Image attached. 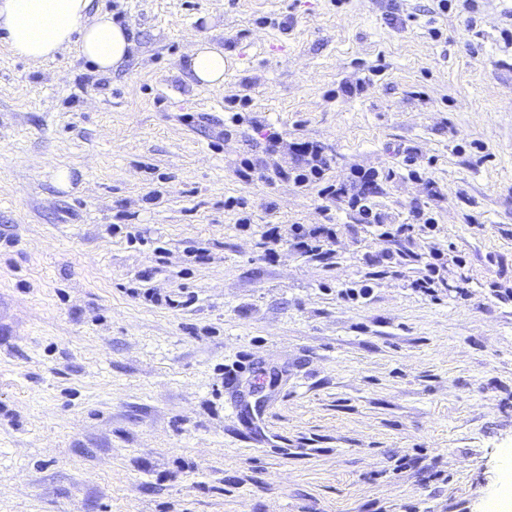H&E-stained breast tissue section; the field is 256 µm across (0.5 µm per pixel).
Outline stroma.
I'll use <instances>...</instances> for the list:
<instances>
[{
    "mask_svg": "<svg viewBox=\"0 0 512 512\" xmlns=\"http://www.w3.org/2000/svg\"><path fill=\"white\" fill-rule=\"evenodd\" d=\"M91 10L135 32L111 74L0 41V512H484L512 466V0ZM197 38L223 90L187 69ZM301 141L326 182L378 173L389 223L435 218L413 248L449 260L437 297L408 266L343 297L391 241L316 184L237 177ZM327 222L331 263L258 246ZM187 65L201 84L216 90L224 88V49L203 40L195 39L186 52Z\"/></svg>",
    "mask_w": 512,
    "mask_h": 512,
    "instance_id": "stroma-1",
    "label": "stroma"
}]
</instances>
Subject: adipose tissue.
<instances>
[{
	"mask_svg": "<svg viewBox=\"0 0 512 512\" xmlns=\"http://www.w3.org/2000/svg\"><path fill=\"white\" fill-rule=\"evenodd\" d=\"M91 0H0V40L17 56L40 63L69 45L99 73L116 70L135 45L133 34L110 14L90 15ZM187 65L201 84L224 87V51L195 40Z\"/></svg>",
	"mask_w": 512,
	"mask_h": 512,
	"instance_id": "1",
	"label": "adipose tissue"
}]
</instances>
